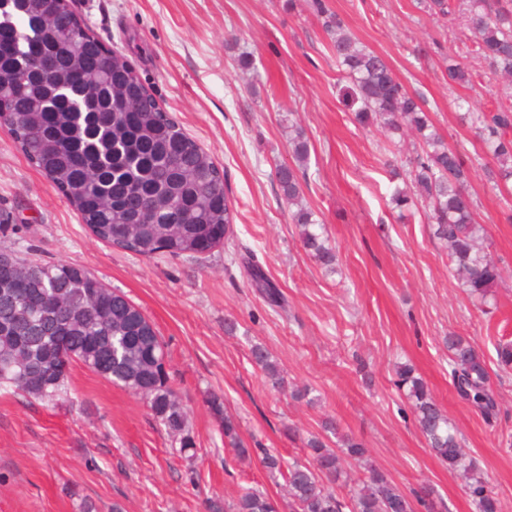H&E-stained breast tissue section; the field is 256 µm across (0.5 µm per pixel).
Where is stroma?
Returning a JSON list of instances; mask_svg holds the SVG:
<instances>
[{
    "mask_svg": "<svg viewBox=\"0 0 512 512\" xmlns=\"http://www.w3.org/2000/svg\"><path fill=\"white\" fill-rule=\"evenodd\" d=\"M360 45L383 56L417 93L437 132L470 158L485 148L464 121L512 95V83L468 56L472 84L449 85L442 54L470 36L463 17L443 22L422 0H328ZM75 13L106 48L223 168L241 256L255 254L283 294L269 306L241 261L146 259L106 245L76 208L0 127V252L84 266L118 289L162 335L170 385L195 441L185 460L147 403L96 372L73 367L66 402L46 404L0 390V512H206L210 499L257 487L283 489L258 459L239 461L206 403L215 394L248 447L305 461V440L326 419L363 443L366 457L405 492L427 485L451 512H473L463 481L431 453L394 384L411 365L458 428L487 486L512 512V371L497 366L512 340V199L484 173L469 192L487 246L503 270L493 302L479 306L431 234L422 206L393 208L391 165L412 138L390 142L359 125L341 94L350 83L308 0H74ZM249 57L250 69L237 60ZM310 143L304 204L322 219L337 254L326 272L302 247L276 180L290 162V125ZM233 320L227 331L225 320ZM475 343L490 369L500 411L488 420L449 377L448 334ZM259 343L278 362L272 388L250 359ZM308 387L313 405L296 401Z\"/></svg>",
    "mask_w": 512,
    "mask_h": 512,
    "instance_id": "obj_1",
    "label": "stroma"
}]
</instances>
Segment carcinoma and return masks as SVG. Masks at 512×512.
Segmentation results:
<instances>
[{"mask_svg": "<svg viewBox=\"0 0 512 512\" xmlns=\"http://www.w3.org/2000/svg\"><path fill=\"white\" fill-rule=\"evenodd\" d=\"M427 12L443 20L460 14L466 18L475 52L498 75L512 79V0H425ZM312 12L330 37L336 62L350 78L345 97L356 108V119L391 134L410 130L419 135L415 151L391 201L398 208L424 203L430 210L431 231L448 248V259L467 294L485 305L500 268L483 247L486 230L476 223L468 186L474 162L431 132L432 123L420 97L396 77L381 55L357 45L344 20L327 0H311ZM5 26L21 37V47L56 60L53 80L57 93L66 94L82 111L65 112L58 97L45 98L39 87L45 74L36 66L17 70L9 58L0 59V102L7 113L9 133L29 161L56 175L58 186L82 207V221L99 240L151 259L159 255L200 260L212 238L224 235L220 245L234 246L233 210L225 179L201 154L195 141L174 129L154 97L135 112L121 105L134 95L135 85L121 75L130 69L118 55L112 64L94 61L87 82L75 85L71 72L78 60L74 40L62 38L50 17L32 5L3 18ZM448 84L473 79L464 62L443 58ZM112 95L111 112H85L83 108L104 95ZM472 127L496 163L486 168L492 189L508 190L512 180V103L470 112ZM292 162L277 167L276 177L288 203L297 206L292 220L300 229L303 248L328 271L337 255L324 238L322 224L300 202L301 180L306 178L310 147L299 130L288 138ZM252 285L272 306L281 291L261 267L247 261ZM0 280L12 284L0 294V389L31 398L59 402L67 396L70 367L80 363L113 384L147 402L167 434L187 459L195 455L187 412L168 384L163 361L167 353L154 325L122 293L89 276L74 264L29 263L24 272L0 269ZM448 344L452 384L457 394L477 408L486 420L497 416L499 402L491 385L486 360L466 338L450 335ZM252 361L272 387L284 383L278 364L260 344L250 348ZM396 386L410 403L416 426L434 455L459 473L475 512H501L498 500L486 487L476 458L470 456L458 430L432 396L423 379L409 365L396 371ZM224 437L246 460L260 456L262 467L280 475L288 498V512H438L433 490L422 486L408 495L377 468L368 469L342 496L332 489L347 482L344 459L359 460L366 449L347 435H339L334 450L316 435L306 441L307 460L283 466L282 458L267 448H249L237 426L224 415V403L208 398ZM209 512H280L278 503L257 488H245L224 505L212 501Z\"/></svg>", "mask_w": 512, "mask_h": 512, "instance_id": "1", "label": "carcinoma"}]
</instances>
